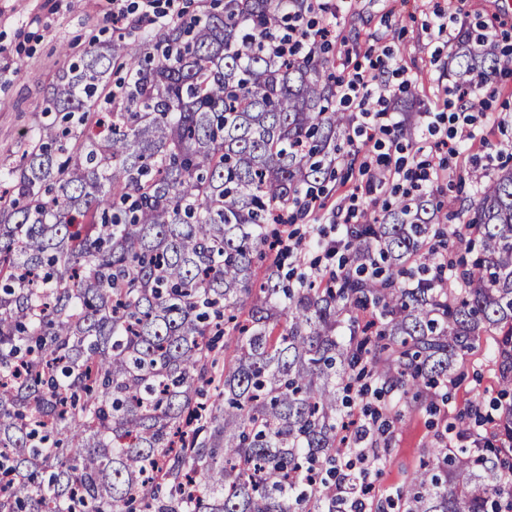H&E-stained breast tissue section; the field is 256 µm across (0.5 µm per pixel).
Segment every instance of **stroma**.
<instances>
[{"mask_svg":"<svg viewBox=\"0 0 512 512\" xmlns=\"http://www.w3.org/2000/svg\"><path fill=\"white\" fill-rule=\"evenodd\" d=\"M108 0H0V164L17 161L26 135L36 124L43 97L57 73L94 43L116 37L134 39L132 24L138 10L128 13L121 28H113ZM454 14L468 25L493 22L498 39L512 45V16L498 14L496 0H354L340 13L331 53L336 71L371 69L392 61L402 78L413 81L416 98L392 103L398 114L443 111L448 89V61L452 49L447 32L434 23L436 15ZM488 123L478 130L481 144L462 158L449 159L447 149L433 151L430 161L439 168V200L466 217L476 176L512 165V70H500L479 87ZM354 166L337 163L336 177L322 195L315 217L297 223L299 237L332 234L339 204L366 179L362 163L367 149H359ZM500 390L496 367L483 349L466 358L465 375L448 389L445 412L467 411L475 399L490 400ZM432 418L424 409H411L394 425L392 443L381 472H370L379 494L390 495L402 486L435 447Z\"/></svg>","mask_w":512,"mask_h":512,"instance_id":"stroma-1","label":"stroma"}]
</instances>
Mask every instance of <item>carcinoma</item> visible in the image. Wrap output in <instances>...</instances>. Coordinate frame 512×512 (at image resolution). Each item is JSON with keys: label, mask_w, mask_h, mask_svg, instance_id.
<instances>
[{"label": "carcinoma", "mask_w": 512, "mask_h": 512, "mask_svg": "<svg viewBox=\"0 0 512 512\" xmlns=\"http://www.w3.org/2000/svg\"><path fill=\"white\" fill-rule=\"evenodd\" d=\"M217 2L61 70L41 113L66 126L0 165V512H342L361 392L374 462L484 336L500 401L369 505L512 512V166L475 178L460 224L420 196L361 213L339 272L258 274L275 215L304 220L336 177L350 115L334 59L278 47L311 0ZM499 62L463 33L450 88Z\"/></svg>", "instance_id": "cac0c4a2"}]
</instances>
